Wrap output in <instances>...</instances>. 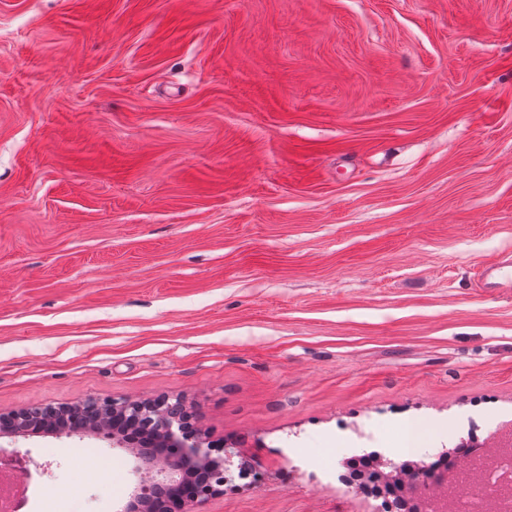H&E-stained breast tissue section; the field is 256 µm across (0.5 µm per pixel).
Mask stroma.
I'll return each mask as SVG.
<instances>
[{"instance_id":"obj_1","label":"stroma","mask_w":512,"mask_h":512,"mask_svg":"<svg viewBox=\"0 0 512 512\" xmlns=\"http://www.w3.org/2000/svg\"><path fill=\"white\" fill-rule=\"evenodd\" d=\"M507 251L512 0H0V412L164 397L260 476L204 512H379L347 459L512 417ZM0 445L30 512L142 481ZM480 288H512V254L485 265L481 274Z\"/></svg>"}]
</instances>
